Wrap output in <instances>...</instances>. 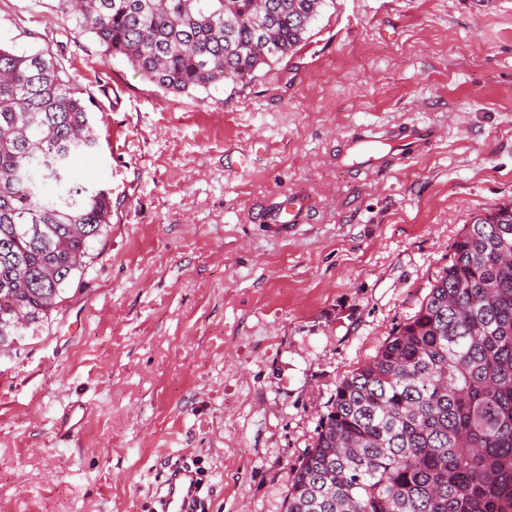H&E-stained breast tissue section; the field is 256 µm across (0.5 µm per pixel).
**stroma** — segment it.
<instances>
[{"label":"stroma","instance_id":"stroma-1","mask_svg":"<svg viewBox=\"0 0 512 512\" xmlns=\"http://www.w3.org/2000/svg\"><path fill=\"white\" fill-rule=\"evenodd\" d=\"M56 0H0V42L89 96L78 163L112 192L94 258L0 354V512H154L188 459L202 512H284L339 383L411 318L475 213L512 202V0H325L250 83L160 89ZM442 129L381 172L359 127ZM311 197L272 232L258 207Z\"/></svg>","mask_w":512,"mask_h":512}]
</instances>
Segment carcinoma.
Masks as SVG:
<instances>
[{
  "mask_svg": "<svg viewBox=\"0 0 512 512\" xmlns=\"http://www.w3.org/2000/svg\"><path fill=\"white\" fill-rule=\"evenodd\" d=\"M79 35L174 92L250 82L324 0H56ZM90 100L48 51L0 43V351L48 321L112 220L79 180ZM26 322L19 325L14 310ZM285 512H512V204L473 215L418 312L344 378Z\"/></svg>",
  "mask_w": 512,
  "mask_h": 512,
  "instance_id": "1",
  "label": "carcinoma"
}]
</instances>
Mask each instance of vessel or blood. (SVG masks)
<instances>
[{"label":"vessel or blood","instance_id":"obj_1","mask_svg":"<svg viewBox=\"0 0 512 512\" xmlns=\"http://www.w3.org/2000/svg\"><path fill=\"white\" fill-rule=\"evenodd\" d=\"M440 134V129L419 124H405L396 133L385 135L375 128L358 129L345 139L336 163L368 172L380 171L386 169L391 160V147L415 156L431 146ZM307 211L306 201L288 195L273 204L265 218L277 232L285 233L304 223ZM163 487L160 512H198L197 476L190 466L173 467Z\"/></svg>","mask_w":512,"mask_h":512}]
</instances>
